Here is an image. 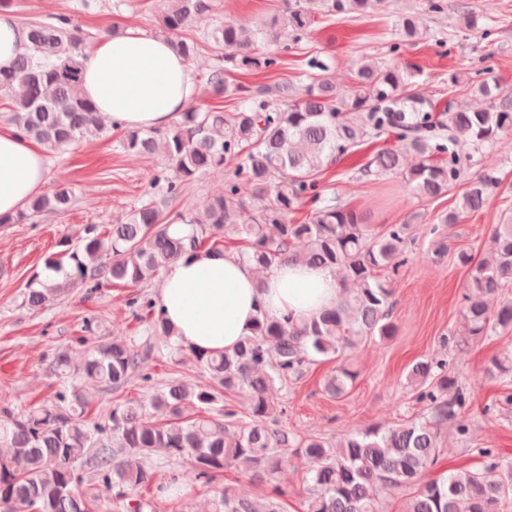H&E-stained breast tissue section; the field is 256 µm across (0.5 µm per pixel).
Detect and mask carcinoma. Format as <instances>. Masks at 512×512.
Instances as JSON below:
<instances>
[{"label":"carcinoma","instance_id":"1","mask_svg":"<svg viewBox=\"0 0 512 512\" xmlns=\"http://www.w3.org/2000/svg\"><path fill=\"white\" fill-rule=\"evenodd\" d=\"M163 2L160 27L190 60L198 44L183 39V32L212 15L214 0ZM386 2L284 0L281 15L261 24L252 40L243 37L238 23L215 21L208 37L224 56L206 84L219 98L239 95L235 111H201L192 105L163 132L120 130L126 150L160 152L167 159L168 168L156 173L151 184L165 183L170 198L199 176L232 165L224 195L207 204V222L180 214L178 222L191 227V233L174 236L158 202L149 199L126 223L106 233L90 225L77 241L62 239L59 257L47 260L45 268L63 274V280L33 279L24 294L25 305L36 310L71 288L92 290L105 277L141 285L188 250L217 251L223 240L235 237L247 242L238 256L259 269L296 261L341 273L336 306L301 325L288 316L261 313L252 334L233 351L194 353L209 382L189 387L171 381L155 389L150 420L140 399L90 420V400L77 385L57 392L55 404L28 413L1 401L0 512H100L103 494L113 489L122 512H145L151 499L139 489L152 481L147 462L155 457L186 458L207 480L235 468L269 481L264 503L226 491L213 512H283L288 490L273 478L292 447L314 463L306 512H382L383 500L393 493L407 494L402 512H512V461L493 458L486 450L482 454L489 461L479 469L428 478L442 448L443 428L453 425L459 434L467 432L462 414L469 397L448 375L443 360L418 361L407 373V382L419 389L416 400L427 411L420 420L369 427L332 442L299 438L279 426L275 416V386L301 379L313 356L339 361L324 391L340 397L357 378L346 353L396 333L386 273L405 261L409 225L375 231L363 215L324 196L320 172L386 133L394 136V144L378 150L362 174L374 179L398 175L415 197L434 199L461 178V147L490 144L512 129V95L488 77L470 85L483 107H450L447 122L434 120L431 103L412 90L414 67L401 60L398 42L389 46V60L362 63L348 90L327 77L329 64L317 55L306 61L308 83L303 85L285 81L252 92L229 80L234 68L281 66L279 54L261 53L257 45L277 42L285 28L299 39L310 32L317 14L368 16L384 10ZM24 25L29 46L11 69L0 71V92L10 101V120L18 130L51 150H64L84 133L101 129L100 112L83 92L87 34L67 14ZM399 27L409 40L422 35L414 15L402 17ZM501 185L488 173L470 179L457 210L442 215L440 223L454 224L461 214L480 210L489 192ZM252 197L263 205L245 224L241 211ZM73 201L72 190L59 184L33 199L27 211L0 216V227L66 211ZM304 204L311 205L308 219L289 223L288 216ZM457 259L468 269L460 308L464 342L503 335L504 351L484 373L511 379L512 298L504 291L512 286V212L505 211L492 230L490 257L477 259L461 251ZM129 305L146 313L151 336L137 347L119 340L98 344L77 369L84 381L114 392L137 378L148 382L146 364L156 351L151 337L176 339L154 301L137 295ZM227 393L246 396L245 424H237V412L224 404ZM85 483L95 485L96 492L80 493Z\"/></svg>","mask_w":512,"mask_h":512}]
</instances>
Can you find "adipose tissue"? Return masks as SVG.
Instances as JSON below:
<instances>
[{"instance_id":"obj_1","label":"adipose tissue","mask_w":512,"mask_h":512,"mask_svg":"<svg viewBox=\"0 0 512 512\" xmlns=\"http://www.w3.org/2000/svg\"><path fill=\"white\" fill-rule=\"evenodd\" d=\"M83 86L114 126L145 130L171 127L199 94L169 41L135 28L95 43ZM47 174L44 149L0 123V215L17 214L41 195ZM339 288L327 268L289 262L260 275L238 256L198 250L170 266L155 302L186 348L224 352L250 335L258 312L302 323L333 307Z\"/></svg>"}]
</instances>
